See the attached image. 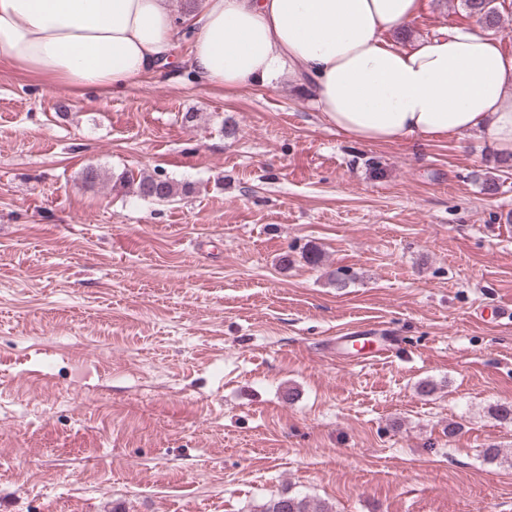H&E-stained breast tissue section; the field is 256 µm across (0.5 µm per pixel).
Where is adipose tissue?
<instances>
[{
	"label": "adipose tissue",
	"instance_id": "obj_1",
	"mask_svg": "<svg viewBox=\"0 0 512 512\" xmlns=\"http://www.w3.org/2000/svg\"><path fill=\"white\" fill-rule=\"evenodd\" d=\"M419 5L194 0L182 30L171 0H0V60L54 86L111 93L169 66L184 38L200 82L242 90L290 76L355 141L421 148L476 133L512 155V55L455 27L405 47L386 42Z\"/></svg>",
	"mask_w": 512,
	"mask_h": 512
}]
</instances>
